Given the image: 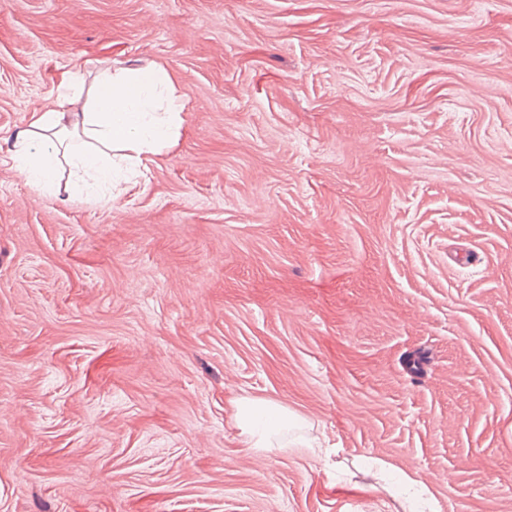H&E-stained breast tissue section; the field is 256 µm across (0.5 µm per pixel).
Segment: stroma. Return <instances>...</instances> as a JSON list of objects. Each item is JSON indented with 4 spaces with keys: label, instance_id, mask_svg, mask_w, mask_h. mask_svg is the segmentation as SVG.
<instances>
[{
    "label": "stroma",
    "instance_id": "obj_1",
    "mask_svg": "<svg viewBox=\"0 0 512 512\" xmlns=\"http://www.w3.org/2000/svg\"><path fill=\"white\" fill-rule=\"evenodd\" d=\"M158 67L112 202L11 170L65 72ZM377 461L512 512V0H0V512H403ZM271 408L278 411L275 420L271 418ZM236 417L245 448L256 453H269L276 449V445L279 446L277 449H282L284 445L279 437L294 421L287 408L269 400L250 397L238 400Z\"/></svg>",
    "mask_w": 512,
    "mask_h": 512
}]
</instances>
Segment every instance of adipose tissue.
<instances>
[{"label":"adipose tissue","mask_w":512,"mask_h":512,"mask_svg":"<svg viewBox=\"0 0 512 512\" xmlns=\"http://www.w3.org/2000/svg\"><path fill=\"white\" fill-rule=\"evenodd\" d=\"M84 85L88 111H67L74 91ZM176 100L175 85L161 68L116 76L106 72L90 84L71 73L54 99L35 113L29 129L16 134L13 168L26 184L53 194L59 189V166L67 164L75 198L111 201L124 191L130 173L178 140L183 118ZM236 417L245 447L257 453L279 445L293 421L287 408L250 397L239 399Z\"/></svg>","instance_id":"ef3b65f1"}]
</instances>
